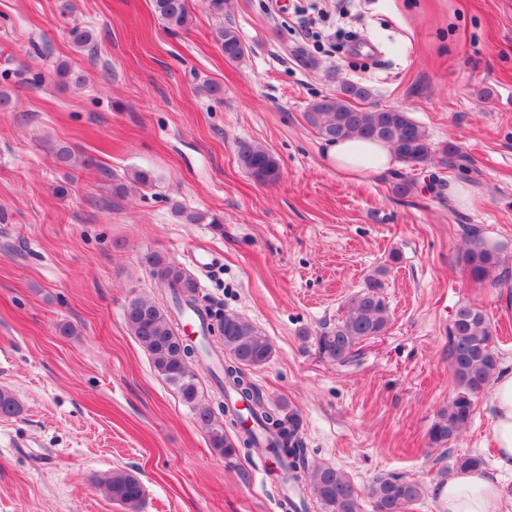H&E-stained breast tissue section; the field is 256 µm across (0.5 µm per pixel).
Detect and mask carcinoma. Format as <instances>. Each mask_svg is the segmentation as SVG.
Returning a JSON list of instances; mask_svg holds the SVG:
<instances>
[{
	"label": "carcinoma",
	"mask_w": 512,
	"mask_h": 512,
	"mask_svg": "<svg viewBox=\"0 0 512 512\" xmlns=\"http://www.w3.org/2000/svg\"><path fill=\"white\" fill-rule=\"evenodd\" d=\"M153 2L155 13L168 29H182L187 25L188 0ZM216 41L224 59L236 62L244 56L245 45L236 28H219ZM55 76L63 85L82 83L81 75L64 61L57 64ZM369 96L368 87L343 82L336 93L313 101L304 113V119L326 141L380 140L408 167L427 163L437 152L444 157L455 153L451 145L436 149L424 127L402 109L366 110L355 106V102ZM51 150L62 167L100 168L93 157L68 145H56ZM237 156L242 168L259 182L270 184L279 180V163L266 147L241 140L237 145ZM152 182V173L139 169L131 173L128 182L113 184L112 191L122 195L131 187L147 186ZM175 212L187 224L221 223L216 216L187 212L179 206ZM465 232L468 247L459 256V262L468 268L473 278L487 280L499 263L497 249L484 240L480 227L469 225ZM146 263L162 273L174 309L153 297L135 296L125 306L127 327L149 354L158 375L176 388L181 400L195 411L197 420L208 429L211 447L229 461L237 457L241 446L257 451L272 460L281 484L300 491L308 490L322 512H361V493L348 473L332 465L309 466L299 417L266 402L247 375V370L270 361L273 347L268 337L241 316L223 315L210 307L200 306L197 283L179 264L156 254L147 256ZM383 288L380 279L369 278L365 289L348 300L343 318L332 326L323 327L317 336L322 356L342 364L363 340L386 331L390 316ZM188 311L203 314L208 320L217 317L224 320L223 346H210L206 354L218 361L220 375L216 376V385L224 399L222 407L228 418L227 425L237 430L235 438L224 430V424L216 419L211 408L199 403L197 375L192 368L195 358L200 355L199 348L179 334V323ZM448 361L458 389L448 404L438 410L427 432L429 447L442 450L468 427L475 410V398L491 384L498 372L494 329L481 308L463 303L455 309L448 326ZM235 400L246 403L253 426H240L239 413L233 408ZM19 410L15 397L0 390V415L11 416ZM484 465L482 457L472 454L460 455L453 462V468L459 473L479 471ZM100 487L126 512H140L144 487L137 473L116 469L105 477ZM422 494L423 488L418 482L393 474L376 476L368 491L374 512H405L406 507L419 500Z\"/></svg>",
	"instance_id": "1"
}]
</instances>
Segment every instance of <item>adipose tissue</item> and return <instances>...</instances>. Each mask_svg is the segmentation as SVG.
<instances>
[{"instance_id": "1", "label": "adipose tissue", "mask_w": 512, "mask_h": 512, "mask_svg": "<svg viewBox=\"0 0 512 512\" xmlns=\"http://www.w3.org/2000/svg\"><path fill=\"white\" fill-rule=\"evenodd\" d=\"M328 162L350 178H365L387 171L393 155L387 145L362 139L327 143ZM494 410L492 434L499 473H512V371L501 370L490 398ZM443 512H505L507 491L498 476L474 472L451 478L438 490Z\"/></svg>"}]
</instances>
